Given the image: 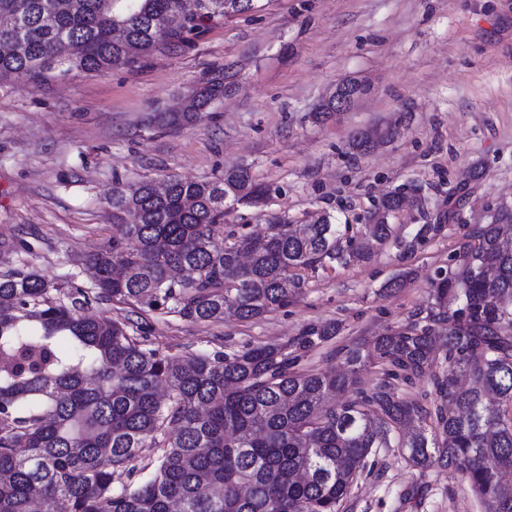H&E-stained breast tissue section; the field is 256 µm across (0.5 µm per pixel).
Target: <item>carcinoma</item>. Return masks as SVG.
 <instances>
[{"label": "carcinoma", "mask_w": 512, "mask_h": 512, "mask_svg": "<svg viewBox=\"0 0 512 512\" xmlns=\"http://www.w3.org/2000/svg\"><path fill=\"white\" fill-rule=\"evenodd\" d=\"M264 0H0V81L45 85L73 70L133 69L162 50L191 46L230 14ZM23 18L16 38L12 22ZM218 71L191 92L201 110L224 97ZM170 127L191 112H161ZM271 188L248 167L211 181L117 180L108 196L115 234L85 260L93 288L64 292L32 270L0 277V512H340L373 448L394 434L409 463L460 474L485 512H512V423L487 397L512 401V211L469 234L455 268L434 276L426 316L345 346L347 370H297L301 355L336 337L311 325L284 343L242 351L165 354L130 333V322L84 315L91 301L162 310L193 323L250 321L284 307L305 287L299 271L327 260L372 257L341 245L334 217L300 233L272 217L260 232L224 239V216L262 207ZM402 197L370 216L371 237L389 240ZM445 336L439 368L433 335ZM381 366L367 390L359 368ZM429 376L436 400L401 399L389 379ZM437 430L429 436L427 420ZM143 448L158 455L140 464ZM138 481L122 482L141 471Z\"/></svg>", "instance_id": "1"}]
</instances>
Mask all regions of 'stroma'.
I'll return each mask as SVG.
<instances>
[{
	"mask_svg": "<svg viewBox=\"0 0 512 512\" xmlns=\"http://www.w3.org/2000/svg\"><path fill=\"white\" fill-rule=\"evenodd\" d=\"M224 68L234 87L191 124L151 123ZM347 78L367 94L314 120ZM388 127L397 131L390 141L350 149L353 135ZM239 166L273 193L265 207L226 215L225 234L275 215L307 224L328 213L343 237L359 238L397 193L405 202L390 222L404 245L304 271L305 288L262 319L191 323L157 311L142 316L144 334L170 354H230L333 323L336 338L300 365L340 370L343 346L371 345L426 312L436 270L454 267L466 234L512 209V0H272L134 70L0 84V275L32 269L64 288H91L84 261L114 232L115 180H211ZM425 224L442 230L417 240ZM399 275L402 286L387 289ZM341 512L485 508L465 478L410 467L392 447L372 449Z\"/></svg>",
	"mask_w": 512,
	"mask_h": 512,
	"instance_id": "stroma-1",
	"label": "stroma"
}]
</instances>
